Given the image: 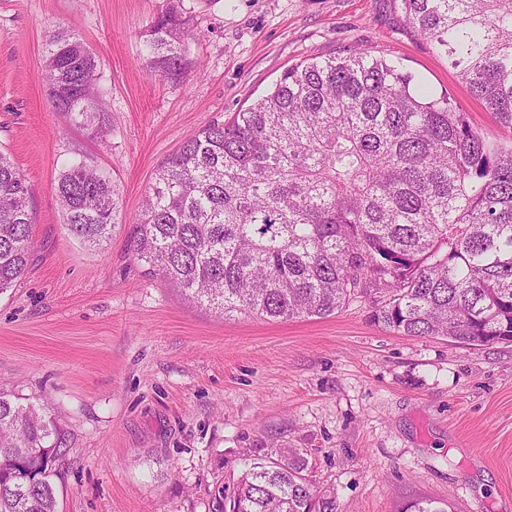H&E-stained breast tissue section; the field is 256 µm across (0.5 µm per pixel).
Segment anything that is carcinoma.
I'll return each instance as SVG.
<instances>
[{
  "label": "carcinoma",
  "mask_w": 512,
  "mask_h": 512,
  "mask_svg": "<svg viewBox=\"0 0 512 512\" xmlns=\"http://www.w3.org/2000/svg\"><path fill=\"white\" fill-rule=\"evenodd\" d=\"M399 2L512 135V0ZM198 36L169 0L143 35L149 72L183 78ZM42 76L54 111L103 131L98 61L77 34L49 38ZM55 192L70 235L109 238L114 182L71 160ZM32 224L28 186L0 151V293L28 270ZM130 244L148 273L224 315L325 317L385 290L370 318L394 332L511 342L512 143L487 141L449 93L366 50L311 58L163 162ZM66 452L55 412L0 391V512H59L51 477ZM307 467L302 449L280 448L221 488L216 512H336Z\"/></svg>",
  "instance_id": "obj_1"
}]
</instances>
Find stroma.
Wrapping results in <instances>:
<instances>
[{"instance_id":"35a3bbf8","label":"stroma","mask_w":512,"mask_h":512,"mask_svg":"<svg viewBox=\"0 0 512 512\" xmlns=\"http://www.w3.org/2000/svg\"><path fill=\"white\" fill-rule=\"evenodd\" d=\"M166 0H0V149L30 189L34 251L0 294V389L60 414V512H215L248 459L302 448L336 512H512V343L472 349L335 314L264 320L187 301L133 258L131 224L162 162L308 58L365 49L400 63L492 140L502 131L395 0H182L196 65L150 75L142 33ZM96 54L104 138L53 112L52 32ZM84 154L121 193L99 247L67 231L54 184Z\"/></svg>"}]
</instances>
